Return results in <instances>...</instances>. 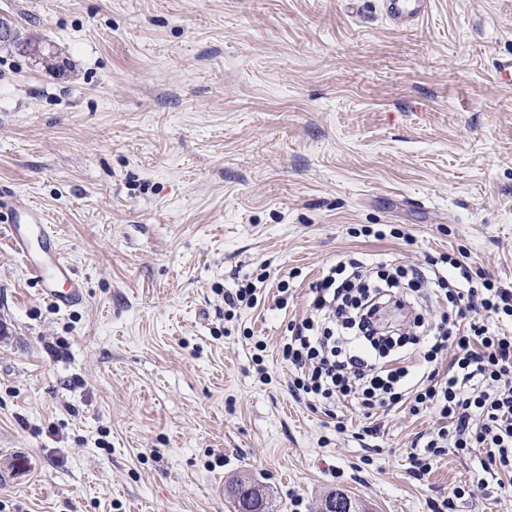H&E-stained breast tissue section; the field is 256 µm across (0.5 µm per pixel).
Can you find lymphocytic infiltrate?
I'll return each mask as SVG.
<instances>
[{"mask_svg":"<svg viewBox=\"0 0 512 512\" xmlns=\"http://www.w3.org/2000/svg\"><path fill=\"white\" fill-rule=\"evenodd\" d=\"M404 266L392 260L337 258L312 284L308 307L282 344L298 396L314 410L356 405L387 411L408 405L441 421L410 452L424 478L446 449H489L512 470V289L452 262ZM449 310L430 321L424 303ZM406 312L399 334L383 330L385 305ZM451 357L448 372L438 363Z\"/></svg>","mask_w":512,"mask_h":512,"instance_id":"obj_1","label":"lymphocytic infiltrate"}]
</instances>
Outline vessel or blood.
Wrapping results in <instances>:
<instances>
[{
    "mask_svg": "<svg viewBox=\"0 0 512 512\" xmlns=\"http://www.w3.org/2000/svg\"><path fill=\"white\" fill-rule=\"evenodd\" d=\"M431 0H382V8L393 26L404 29L426 14ZM0 211L7 213L5 235L12 250L23 257L25 271L40 287L44 300L60 310L84 300L81 288L72 282L73 267L56 245L54 231L32 207L19 209L0 198ZM36 472L33 456L26 451L0 453V485L12 486L30 480Z\"/></svg>",
    "mask_w": 512,
    "mask_h": 512,
    "instance_id": "obj_1",
    "label": "vessel or blood"
}]
</instances>
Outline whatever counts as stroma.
I'll list each match as a JSON object with an SVG mask.
<instances>
[{"instance_id": "obj_1", "label": "stroma", "mask_w": 512, "mask_h": 512, "mask_svg": "<svg viewBox=\"0 0 512 512\" xmlns=\"http://www.w3.org/2000/svg\"><path fill=\"white\" fill-rule=\"evenodd\" d=\"M55 69L0 47V195L36 206L85 288L59 310L0 245V448L39 463L0 512H512V474L409 452L437 415L290 391L281 356L307 289L343 252L450 254L512 289V0H433L398 29L381 0H0ZM393 224L401 238L359 235ZM268 267L288 307L224 317ZM263 341L266 378L253 360ZM228 492L235 502L238 512H264L262 491L249 478L237 479L228 486Z\"/></svg>"}]
</instances>
